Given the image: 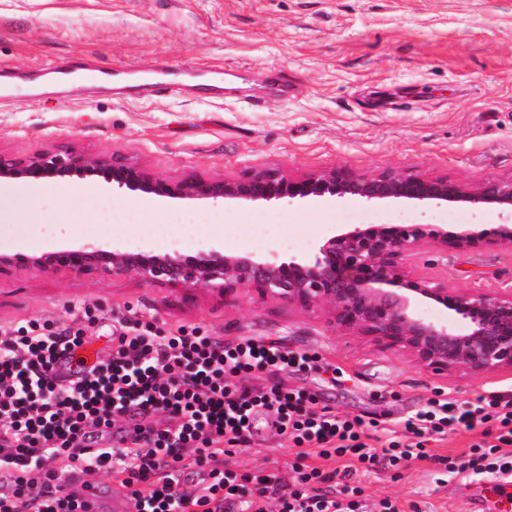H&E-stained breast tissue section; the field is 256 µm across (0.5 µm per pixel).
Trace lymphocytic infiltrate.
<instances>
[{"mask_svg": "<svg viewBox=\"0 0 512 512\" xmlns=\"http://www.w3.org/2000/svg\"><path fill=\"white\" fill-rule=\"evenodd\" d=\"M106 319L102 307L88 305L73 324L36 316L0 326V512H84L65 489L74 473L99 489H126L137 512H263L269 494L278 512H357V471L430 460V436L457 430L477 429L482 438L467 463L443 458L448 473L512 471V398L430 399L405 420L403 439L379 452L362 440L364 420L336 415L304 389L242 385L255 372L322 365L317 353L253 337L227 341L197 327L162 330L126 318L109 355L65 380L60 360ZM260 408L275 414L278 434L298 449L293 481L241 477L224 467L228 448L248 443ZM97 429L120 440L93 457L82 441ZM314 456L344 467L324 473L311 464ZM318 484L324 492H315Z\"/></svg>", "mask_w": 512, "mask_h": 512, "instance_id": "f902f5d3", "label": "lymphocytic infiltrate"}]
</instances>
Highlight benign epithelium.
<instances>
[{"instance_id": "benign-epithelium-1", "label": "benign epithelium", "mask_w": 512, "mask_h": 512, "mask_svg": "<svg viewBox=\"0 0 512 512\" xmlns=\"http://www.w3.org/2000/svg\"><path fill=\"white\" fill-rule=\"evenodd\" d=\"M88 176H101L115 189L183 200L289 202L330 194L365 201L468 202L512 211V179L465 188L446 179L392 171L363 177L343 167L300 177L260 170L234 179L196 173L170 179L112 155L53 150L34 156L0 153L1 179ZM488 245L512 247V224L459 234L442 232L433 224L357 225L321 240L312 255L286 261L278 260L273 251L258 255L212 248L183 255L81 248L38 257L1 255L0 265L133 275L144 283L172 290L217 292L226 301L247 291L261 301L324 311L334 326L368 336L385 348L405 349L435 372L464 370L478 377L512 369V292L453 291L409 275L405 265L425 246L446 253ZM432 304L447 310L444 321L429 320L427 309ZM459 323L465 324L466 332L457 330Z\"/></svg>"}]
</instances>
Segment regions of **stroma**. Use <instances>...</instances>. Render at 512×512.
Listing matches in <instances>:
<instances>
[{
  "label": "stroma",
  "mask_w": 512,
  "mask_h": 512,
  "mask_svg": "<svg viewBox=\"0 0 512 512\" xmlns=\"http://www.w3.org/2000/svg\"><path fill=\"white\" fill-rule=\"evenodd\" d=\"M98 73L126 67L123 91L83 81L59 91L24 84L53 67ZM0 152L49 149L129 158L166 178L187 173L238 178L274 169L291 176L344 167L445 178L465 187L512 179V0H0ZM19 180L0 179V254L92 245L146 247L193 255L216 246L206 232L183 237L179 223L272 224L276 236L252 250L305 255L347 224H505L508 214L467 203L326 195L304 201L208 203L157 199L169 227L162 237L113 234L131 222L139 193L98 176L46 181L39 212L27 210ZM412 276L469 292L512 289V248L485 246L448 255L422 248ZM110 311L92 328L107 345L113 321L143 316L167 330L197 326L231 340H275L318 353L336 373H256L248 386L275 383L313 393L319 404L370 422L366 443L382 449L436 392L459 401L512 394V369L471 377L437 375L407 353L333 327L324 312L200 289L172 291L98 272L0 269V325L40 315L68 318L87 305ZM260 411L250 441L228 457L236 473H292L296 449ZM490 474H447L414 461L356 477L362 512L380 501L400 512H499Z\"/></svg>",
  "instance_id": "obj_1"
}]
</instances>
